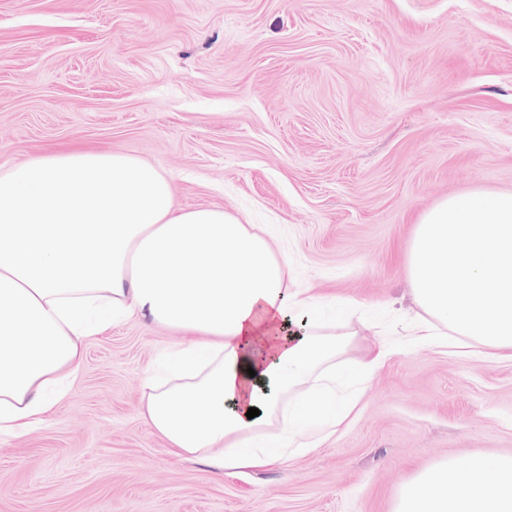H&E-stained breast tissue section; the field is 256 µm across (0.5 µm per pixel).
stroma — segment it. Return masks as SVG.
Here are the masks:
<instances>
[{"instance_id": "obj_1", "label": "stroma", "mask_w": 512, "mask_h": 512, "mask_svg": "<svg viewBox=\"0 0 512 512\" xmlns=\"http://www.w3.org/2000/svg\"><path fill=\"white\" fill-rule=\"evenodd\" d=\"M72 147L267 228L292 289L361 303L339 363L389 354L318 448L220 474L142 416L146 377L191 337L130 317L0 441V512H392L438 458L512 454V360L375 326L413 313L417 216L512 191V0H0V164Z\"/></svg>"}]
</instances>
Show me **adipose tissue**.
I'll return each mask as SVG.
<instances>
[{
	"label": "adipose tissue",
	"instance_id": "adipose-tissue-1",
	"mask_svg": "<svg viewBox=\"0 0 512 512\" xmlns=\"http://www.w3.org/2000/svg\"><path fill=\"white\" fill-rule=\"evenodd\" d=\"M134 315L194 335L165 355L143 399L176 456L218 471L316 448L356 405L337 383L372 376L385 358L335 372L340 319L290 290L287 261L253 225L175 208L153 164L66 150L1 165L0 435L65 397L87 336ZM393 512H512V455L434 461L402 485Z\"/></svg>",
	"mask_w": 512,
	"mask_h": 512
}]
</instances>
